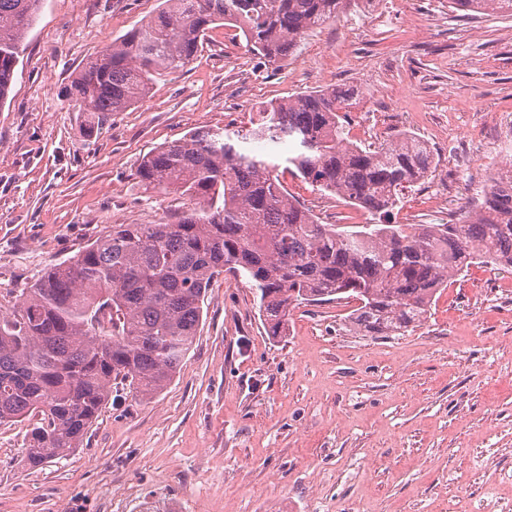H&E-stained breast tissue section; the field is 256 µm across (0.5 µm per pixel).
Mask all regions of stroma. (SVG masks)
Returning <instances> with one entry per match:
<instances>
[{
  "label": "stroma",
  "mask_w": 512,
  "mask_h": 512,
  "mask_svg": "<svg viewBox=\"0 0 512 512\" xmlns=\"http://www.w3.org/2000/svg\"><path fill=\"white\" fill-rule=\"evenodd\" d=\"M159 0H43L0 104V307L119 224L184 210L135 175L150 151L200 127L248 130L268 102L358 91L371 144L408 130L435 171L406 190L401 224L456 223L512 160V18L448 0L375 16L347 0L288 61L209 31L195 59L90 129L64 89ZM324 224L371 215L286 169ZM246 280L218 276L172 382L146 400L119 382L80 448L25 465L29 421L0 424V512H504L512 506V270L475 264L400 336L350 330L346 303L302 305L268 336Z\"/></svg>",
  "instance_id": "35a3bbf8"
}]
</instances>
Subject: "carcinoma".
<instances>
[{"mask_svg":"<svg viewBox=\"0 0 512 512\" xmlns=\"http://www.w3.org/2000/svg\"><path fill=\"white\" fill-rule=\"evenodd\" d=\"M346 0H161V7L72 80L68 95L96 119L124 112L154 77L182 69L222 23L245 48L283 62L310 30L336 20ZM42 0H0V103ZM451 7L512 16V0H450ZM353 89H319L272 101L252 138L292 151L285 163L316 189L379 219L321 224L288 193L280 164L242 151L224 129L198 128L142 158L139 180L188 203L178 220L121 224L54 265L0 313V423L36 417L32 466L80 447L121 380L142 397L163 391L191 349L211 282L228 273L259 296L263 325L285 335L301 304L355 302L363 335L422 324L438 293L475 263L512 268V169L491 177L481 202L455 224H393L403 191L432 173L416 135L371 148L346 142Z\"/></svg>","mask_w":512,"mask_h":512,"instance_id":"1","label":"carcinoma"}]
</instances>
